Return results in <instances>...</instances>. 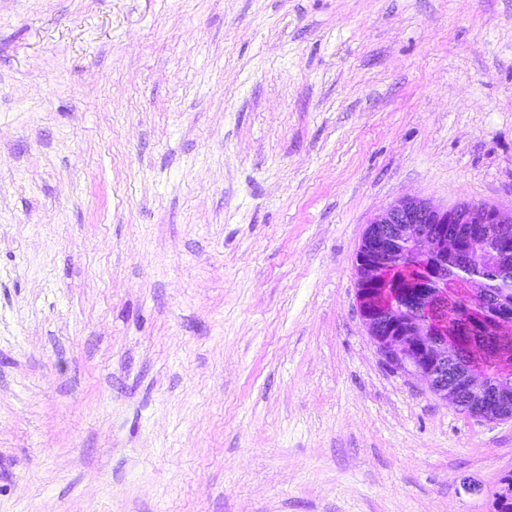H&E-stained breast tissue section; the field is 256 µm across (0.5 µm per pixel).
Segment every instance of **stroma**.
Masks as SVG:
<instances>
[{
    "mask_svg": "<svg viewBox=\"0 0 512 512\" xmlns=\"http://www.w3.org/2000/svg\"><path fill=\"white\" fill-rule=\"evenodd\" d=\"M406 198L512 212V0H0V512H497L361 317Z\"/></svg>",
    "mask_w": 512,
    "mask_h": 512,
    "instance_id": "35a3bbf8",
    "label": "stroma"
}]
</instances>
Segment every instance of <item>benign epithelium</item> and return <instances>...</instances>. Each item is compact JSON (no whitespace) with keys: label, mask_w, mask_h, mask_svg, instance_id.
Instances as JSON below:
<instances>
[{"label":"benign epithelium","mask_w":512,"mask_h":512,"mask_svg":"<svg viewBox=\"0 0 512 512\" xmlns=\"http://www.w3.org/2000/svg\"><path fill=\"white\" fill-rule=\"evenodd\" d=\"M425 262L415 280L387 283L385 272L405 250ZM460 268H507L512 265V215L479 204L440 207L403 199L390 205L369 225L356 257L357 298L363 321L385 365L393 372L426 384L438 399L483 419L500 404L504 390L493 386L485 370L489 352L512 362L501 328L512 325V306L481 280L465 283L457 298L459 317L481 307L491 319L481 327L480 355L451 349L448 337L458 330L448 320L424 315L400 302L412 294L424 298L446 281L448 259Z\"/></svg>","instance_id":"obj_1"}]
</instances>
